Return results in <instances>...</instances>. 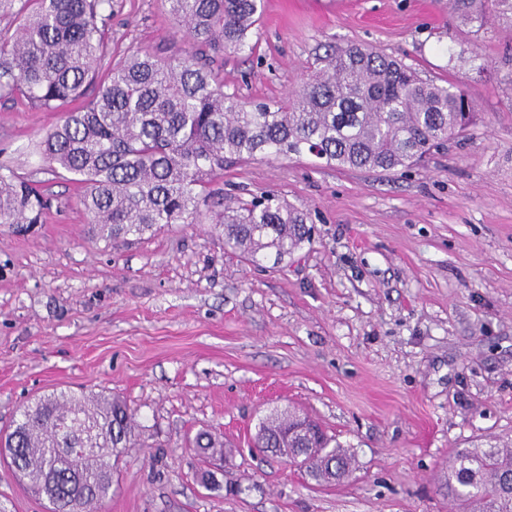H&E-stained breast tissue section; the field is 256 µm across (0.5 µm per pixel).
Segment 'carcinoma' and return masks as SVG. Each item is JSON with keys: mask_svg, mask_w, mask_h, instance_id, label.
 <instances>
[{"mask_svg": "<svg viewBox=\"0 0 512 512\" xmlns=\"http://www.w3.org/2000/svg\"><path fill=\"white\" fill-rule=\"evenodd\" d=\"M191 49L174 60L132 51L98 75L112 0H0L18 27L0 39V99L25 98L43 112L77 103L38 144L46 170L83 185L92 232L110 242L142 238L166 224H193L203 206L224 205L210 185L239 161L308 153L325 168L408 170L464 134L475 107L456 84L371 47L350 45L277 103L224 92L209 52H253L261 0H169ZM464 25L483 31L512 0H448ZM51 198L0 166V224H38ZM224 244L253 261L288 256L310 241L304 212L275 195L216 215ZM133 412L117 396L62 393L24 408L0 446L20 474L36 472L50 512H98L112 493L111 460L132 445ZM300 425L301 467L318 484L349 476L354 462L321 426L295 408L259 419L254 447H279ZM442 485L462 512H512V447L489 442L448 462Z\"/></svg>", "mask_w": 512, "mask_h": 512, "instance_id": "carcinoma-1", "label": "carcinoma"}]
</instances>
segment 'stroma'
Instances as JSON below:
<instances>
[{"instance_id":"1","label":"stroma","mask_w":512,"mask_h":512,"mask_svg":"<svg viewBox=\"0 0 512 512\" xmlns=\"http://www.w3.org/2000/svg\"><path fill=\"white\" fill-rule=\"evenodd\" d=\"M255 38L216 61L242 100H280L364 44L459 83L469 134L404 173L306 154L226 168L225 203L274 194L314 226L293 255L253 262L208 208L138 240L93 237L81 184L36 150L63 112L0 100V165L53 198L27 232L0 225V430L53 393L125 400L134 443L103 512H460L440 487L449 460L512 440V22L478 32L446 0H263ZM187 48L168 0H112L102 67ZM288 407L354 453L351 476L319 486L251 447L259 417ZM200 432L230 452H197ZM46 506L0 462L5 512Z\"/></svg>"}]
</instances>
